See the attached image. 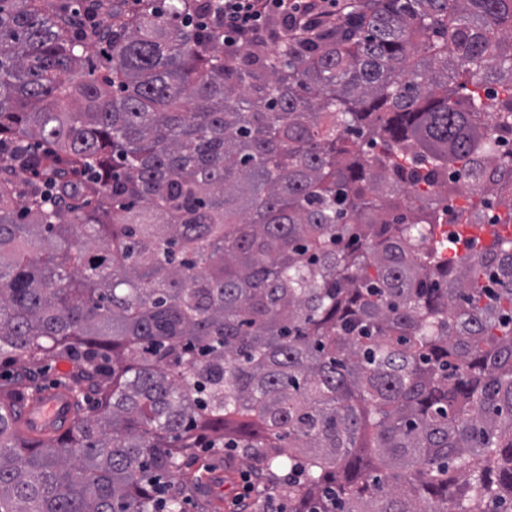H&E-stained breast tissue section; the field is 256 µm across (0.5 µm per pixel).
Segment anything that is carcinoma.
I'll use <instances>...</instances> for the list:
<instances>
[{
    "instance_id": "1",
    "label": "carcinoma",
    "mask_w": 512,
    "mask_h": 512,
    "mask_svg": "<svg viewBox=\"0 0 512 512\" xmlns=\"http://www.w3.org/2000/svg\"><path fill=\"white\" fill-rule=\"evenodd\" d=\"M215 8L0 0V359L79 412L0 379V512H182L194 448L288 512H512V235L454 198L512 226V0L245 52ZM72 369L73 363L67 359H48L39 374V382L44 388L61 386V381H64L65 377ZM73 409L69 394L62 390H52L42 394L41 399L29 407L24 419L28 421L30 433L46 432L55 424H62L64 428L72 420Z\"/></svg>"
}]
</instances>
